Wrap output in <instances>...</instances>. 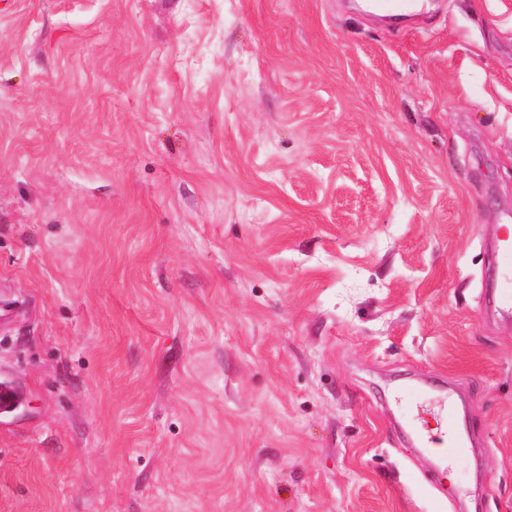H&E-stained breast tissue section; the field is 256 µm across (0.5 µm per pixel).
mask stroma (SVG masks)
<instances>
[{
    "label": "stroma",
    "instance_id": "35a3bbf8",
    "mask_svg": "<svg viewBox=\"0 0 512 512\" xmlns=\"http://www.w3.org/2000/svg\"><path fill=\"white\" fill-rule=\"evenodd\" d=\"M507 223L512 0H0V512H512ZM498 277V310L504 316L512 314V233L499 238L496 260ZM436 418L439 422L437 430L441 438H434L422 422H418V426L414 425L412 428L414 439L418 445L422 448L448 447L454 453L464 451L467 440L464 432L456 423L457 413L455 409L447 404L437 412Z\"/></svg>",
    "mask_w": 512,
    "mask_h": 512
}]
</instances>
